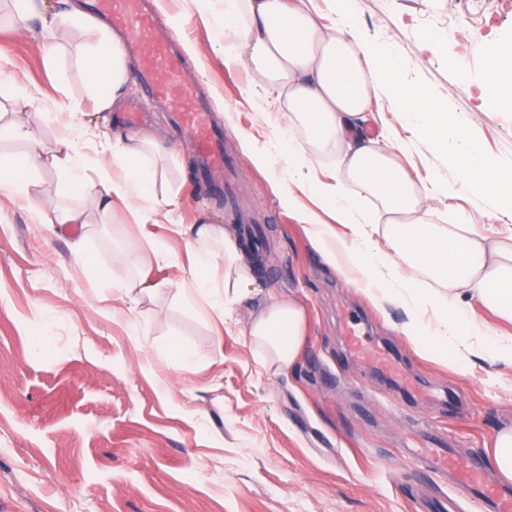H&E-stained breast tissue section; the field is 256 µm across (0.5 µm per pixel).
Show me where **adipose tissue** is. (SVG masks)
<instances>
[{"label":"adipose tissue","instance_id":"ef3b65f1","mask_svg":"<svg viewBox=\"0 0 512 512\" xmlns=\"http://www.w3.org/2000/svg\"><path fill=\"white\" fill-rule=\"evenodd\" d=\"M223 51L225 66L252 70L286 113L288 162L297 181L336 204L346 232L337 238L314 232L321 251L365 278L383 282L384 298L405 309L404 330H413L425 312H433L436 355L512 364V336H494L476 325L464 328L467 314L460 307L470 297L512 322V247L489 242L462 216L448 226L418 222L416 215L431 191L414 185L399 166L398 142L364 135L368 103L393 90L408 103L410 119L439 142L450 143L465 185L483 194L511 188L512 170L494 168L484 159L466 135L462 117L436 95L397 81L392 63H380L366 44L347 38L341 27L321 24L304 0H224ZM486 55L490 69L482 92L512 109V51L493 41ZM78 62L89 73L100 106L111 108L130 71L120 38L101 33ZM80 137V129L71 127L58 145L42 143L1 164L0 189L30 201L34 173L46 164L62 168L72 185L90 189L98 199L93 215L80 206H53V221L63 227L105 223L117 199L126 202L136 224L177 208L173 194L154 193L156 161L168 151L162 139L149 133L114 135L101 146L102 153L112 156V174L89 187L79 164ZM316 157L335 161V182L312 181L309 168ZM361 198L372 201L373 213L358 211ZM174 230L190 239L196 290L210 296L216 313L228 316L248 270L237 239L220 224L188 229L178 224ZM379 235L385 247L377 246ZM219 267L224 270L220 278L214 274ZM428 279L445 285L447 294L425 287ZM248 334L279 368L293 367L306 334L305 311L292 302L267 306L251 317Z\"/></svg>","mask_w":512,"mask_h":512}]
</instances>
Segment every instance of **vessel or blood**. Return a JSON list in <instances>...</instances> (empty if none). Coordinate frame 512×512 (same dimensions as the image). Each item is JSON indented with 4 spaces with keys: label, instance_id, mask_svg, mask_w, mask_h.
<instances>
[{
    "label": "vessel or blood",
    "instance_id": "b4317fda",
    "mask_svg": "<svg viewBox=\"0 0 512 512\" xmlns=\"http://www.w3.org/2000/svg\"><path fill=\"white\" fill-rule=\"evenodd\" d=\"M92 8L108 18L113 28L128 34L129 50L143 61L139 73L142 91L149 98L166 103L186 131L200 176L211 186L223 188L228 172L224 134L209 125L205 98L183 84V57L171 41L159 34L145 0H93ZM348 341L351 351L362 361L385 364L383 354L361 336L349 334ZM405 454L433 473L448 475L480 512H512V488L494 481L480 456L455 448H409Z\"/></svg>",
    "mask_w": 512,
    "mask_h": 512
}]
</instances>
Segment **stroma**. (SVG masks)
<instances>
[{"label": "stroma", "mask_w": 512, "mask_h": 512, "mask_svg": "<svg viewBox=\"0 0 512 512\" xmlns=\"http://www.w3.org/2000/svg\"><path fill=\"white\" fill-rule=\"evenodd\" d=\"M88 0H32L25 29L9 24L14 0H0V110L28 105L3 89L30 88L45 115L34 140L59 134L54 104L70 97L86 138L120 128L117 112L147 111L146 130L178 152L160 160L158 192H174L182 224L208 220L241 234L262 228L260 258L248 267L233 320L221 321L206 299L182 304L192 280L185 238L169 224H133L124 206L110 223L87 230L48 223V202L91 206L66 177L39 173L38 196L25 205L0 191V512H423L453 497L447 479L402 458L423 426L448 443L487 455L493 435L512 424V366L476 359L437 360L429 333L402 331L400 306L380 300L360 273L329 264L307 222L317 211L288 168L287 120L278 106L260 111L248 96L256 78L224 65V0H211L209 21L181 37L182 79L208 93L209 122L224 131L234 161L241 213L233 219L196 171L184 134L151 108L137 80L112 109H97L77 64L96 40L89 27H60L55 61L38 35ZM467 18V30L456 26ZM355 33L385 48L401 82L432 90L462 113L481 153L512 169V110L482 98L488 42L512 43V0H357ZM370 109L405 150L399 161L420 186L454 185L462 173L448 152L408 121L405 102L385 93ZM256 154L267 163L253 162ZM490 241L512 244V195L471 187L430 197L422 221L447 224L456 214ZM85 240V257L72 242ZM157 247L154 277L162 288L120 299L114 282L135 258ZM292 301L307 315V336L289 370L262 362L246 334L251 316ZM382 350L385 370L350 350L349 331ZM193 356L184 364L171 353Z\"/></svg>", "instance_id": "1"}]
</instances>
